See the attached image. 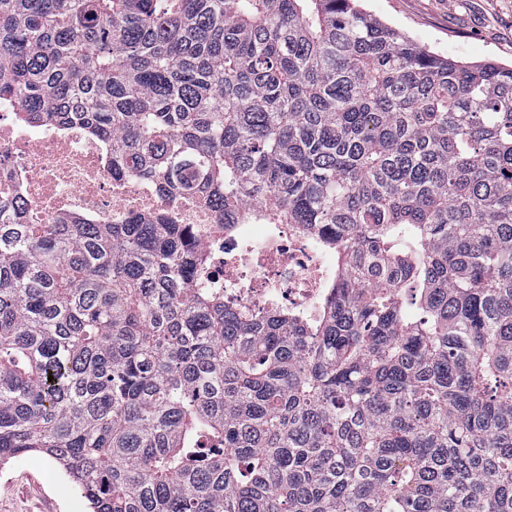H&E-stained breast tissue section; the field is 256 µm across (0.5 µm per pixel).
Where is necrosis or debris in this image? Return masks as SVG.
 <instances>
[{
    "instance_id": "1",
    "label": "necrosis or debris",
    "mask_w": 512,
    "mask_h": 512,
    "mask_svg": "<svg viewBox=\"0 0 512 512\" xmlns=\"http://www.w3.org/2000/svg\"><path fill=\"white\" fill-rule=\"evenodd\" d=\"M0 168L21 174L29 207L44 224L76 212L118 224L131 215L174 208L181 223L195 225L198 243L211 259L210 279L223 289L225 300L253 313L285 300L293 309L316 315L327 283L336 276L331 255L296 226L260 225L259 237L249 245L239 232L215 234L218 215L212 209L170 202L143 181L112 179L96 144L78 133L63 138L29 131L1 112Z\"/></svg>"
}]
</instances>
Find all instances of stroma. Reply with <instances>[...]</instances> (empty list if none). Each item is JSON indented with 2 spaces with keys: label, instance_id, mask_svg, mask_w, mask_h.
I'll use <instances>...</instances> for the list:
<instances>
[{
  "label": "stroma",
  "instance_id": "obj_1",
  "mask_svg": "<svg viewBox=\"0 0 512 512\" xmlns=\"http://www.w3.org/2000/svg\"><path fill=\"white\" fill-rule=\"evenodd\" d=\"M362 6L433 52L512 64V0H362ZM0 512H87V503L52 459L25 454L0 464Z\"/></svg>",
  "mask_w": 512,
  "mask_h": 512
}]
</instances>
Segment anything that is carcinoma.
Listing matches in <instances>:
<instances>
[{"instance_id":"cac0c4a2","label":"carcinoma","mask_w":512,"mask_h":512,"mask_svg":"<svg viewBox=\"0 0 512 512\" xmlns=\"http://www.w3.org/2000/svg\"><path fill=\"white\" fill-rule=\"evenodd\" d=\"M0 107L338 261L254 317L175 213L34 224L0 174V460L91 512H512V65L355 0H0Z\"/></svg>"}]
</instances>
